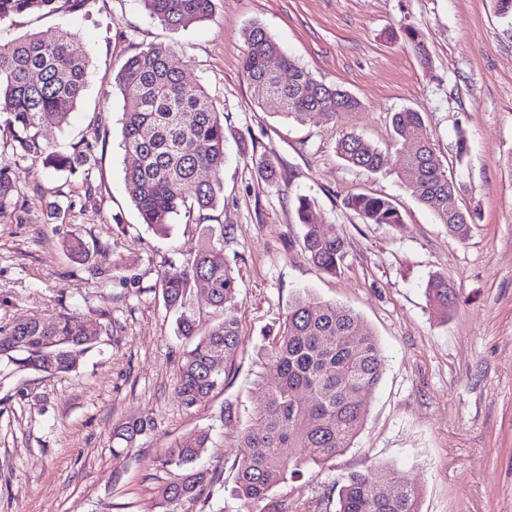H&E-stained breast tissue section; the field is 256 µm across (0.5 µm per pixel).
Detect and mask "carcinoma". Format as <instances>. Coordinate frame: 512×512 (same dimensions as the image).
<instances>
[{
	"mask_svg": "<svg viewBox=\"0 0 512 512\" xmlns=\"http://www.w3.org/2000/svg\"><path fill=\"white\" fill-rule=\"evenodd\" d=\"M85 0H0V22L16 14L75 9ZM144 9L161 25L187 28L208 20L214 0H141ZM243 36L248 53L242 71L256 100L263 89L282 100L280 115L297 122L319 114L332 122L353 113L360 102L348 92L320 83L286 56L275 39L258 23ZM280 58L281 71L267 68L270 57ZM172 52L153 45L128 58L117 75L123 96L122 146L133 164L125 168L126 191L143 223L156 233H168L181 213L214 210L224 202L223 171L226 158L224 113L215 109L205 89L185 82L172 64ZM88 51L80 37L63 30L46 40L37 35L0 44V137L19 160H40L63 176L74 175L93 150L87 143L69 155L49 149L41 130L66 123L86 86ZM396 138L408 149L392 158L354 131L339 139L340 155L354 167L381 172L396 166L414 198L448 227L458 242L468 239L472 216L456 202V187L442 160L423 136L422 113L403 109L393 114ZM18 172L0 166V213L25 208ZM347 208L369 224L403 223L399 209L388 199L355 194ZM303 225L301 251L323 273L336 275L346 258L345 243L326 234L314 222L307 199L297 200ZM224 243V225L207 229L192 258L168 264L158 287L166 307L178 311V334L189 340L176 378L175 392L187 407L204 403L229 378L242 343L238 315L240 271L216 256ZM70 258L87 262L99 257L102 272L116 269L109 253L92 251L80 238L64 242ZM206 297L222 319L205 334L196 332V316L188 296ZM429 300L443 311L455 303L448 279L437 276L427 285ZM92 324L67 313L42 321L28 320L0 329V359L22 370L46 374L75 370L78 354L94 347L87 342ZM264 365L275 373L262 407L240 423L233 402H225L221 420L236 430L232 496L245 505L268 500L281 483L323 467L353 447L367 416L366 396L381 383L385 356L378 339L353 309L299 294L279 323L264 336ZM157 429L152 414L112 424V451L128 454ZM212 444L210 431L201 429L164 448L162 465L177 470L174 480L158 488L162 512H179L196 502L214 481L196 462ZM394 469L378 467L350 472L339 480L336 512H421L418 487L400 480L390 495L379 486L392 480Z\"/></svg>",
	"mask_w": 512,
	"mask_h": 512,
	"instance_id": "1",
	"label": "carcinoma"
}]
</instances>
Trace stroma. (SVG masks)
Wrapping results in <instances>:
<instances>
[{
    "instance_id": "1",
    "label": "stroma",
    "mask_w": 512,
    "mask_h": 512,
    "mask_svg": "<svg viewBox=\"0 0 512 512\" xmlns=\"http://www.w3.org/2000/svg\"><path fill=\"white\" fill-rule=\"evenodd\" d=\"M254 22L361 109L333 123L296 122L275 102H257L242 74L243 31ZM63 29L87 47L88 84L67 123L44 127L43 139L64 154L84 141L95 149L85 173L65 179L41 161L16 162L0 144V166L18 164L28 195L24 212L0 214V328L70 313L104 331L67 374L0 360V512H160L157 489L175 475L162 467V449L204 428L212 446L199 465L217 481L188 512H330L341 475L376 465L421 488L422 512H512V18L496 0H215L209 20L177 30L141 0H85L74 12L0 22V43ZM412 31L428 61L415 54ZM161 43L223 112L227 152L223 207L194 224L177 218L165 236L143 224L125 190L115 81L128 57ZM406 108L422 112L457 204L473 217L466 242L449 237L397 169L371 173L336 152L353 129L401 155L391 116ZM266 156L277 182L256 177ZM360 193L392 201L402 224L365 223L344 205ZM301 197L325 233L343 238L341 274L302 255ZM218 225L226 231L218 257L241 268L243 345L234 375L188 408L174 384L189 344L157 282ZM73 237L108 252L119 271L106 279L96 260L72 262L63 243ZM436 275L456 294L446 314L426 294ZM304 290L360 314L386 357L383 380L352 448L246 508L231 497L234 437L220 411L234 402L245 420L262 404L263 338ZM148 412L157 431L114 456L113 423Z\"/></svg>"
}]
</instances>
